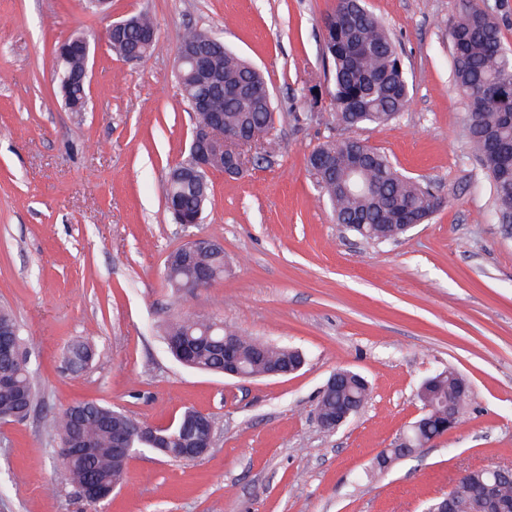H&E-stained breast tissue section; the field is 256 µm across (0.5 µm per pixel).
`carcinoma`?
Returning <instances> with one entry per match:
<instances>
[{"instance_id":"obj_1","label":"carcinoma","mask_w":512,"mask_h":512,"mask_svg":"<svg viewBox=\"0 0 512 512\" xmlns=\"http://www.w3.org/2000/svg\"><path fill=\"white\" fill-rule=\"evenodd\" d=\"M336 18V33L340 37L325 46V55L331 61L335 85L336 119L347 126L362 124L385 125L408 107L410 89L405 71L400 69V54L388 30L381 21L366 9L363 0H345L327 18ZM138 26L131 28L125 40L112 44L120 56L128 47L138 44L140 28H154L145 15L136 16ZM453 56L455 84L466 103L465 122L473 155L489 176L496 201L497 220L504 213L501 201L512 197V50L504 46L499 22L494 11L478 4L466 3L458 16L448 25ZM186 102H191L200 87L196 86L189 70L178 74ZM214 81L224 87H251L255 98L249 103L238 96L224 93V128L242 135L260 129L268 112L273 110L272 100L263 97L267 83L249 63L226 50L214 59ZM369 154V161L362 171L363 180L376 188V194L367 196L350 194L344 189V174L322 185V190L336 216V223L350 224L361 220L369 225L366 238L388 241L403 234L397 218L400 212H409L425 221L433 213L428 197L430 190L419 182L398 172L389 159L375 148L356 140H330L312 151L317 154L333 151L349 155L353 151ZM166 202H176L180 214L197 217L204 213L208 198L196 192L189 182H167ZM165 276L168 287L176 296L184 295L185 286L203 279L210 283L224 276V252H203L193 260L183 259L180 249L171 251L166 258ZM216 321L192 322L188 317L179 318L165 328V341L170 344L184 338L199 339L210 335L217 340L233 335L240 342L245 369L254 374L264 371L270 361L288 364L293 361L296 349L286 345H273L258 337L244 336L227 326L212 329ZM15 334L17 348H26L12 311L0 307V328ZM66 359L78 371L93 359L89 344L73 343L66 352ZM197 369L217 372L224 365V355L216 348H206L196 357ZM9 371L12 385L0 388V406L10 408L19 399L35 396V372L25 361L5 364L0 358V373ZM464 405L465 395L460 383L450 370L435 375L426 385V394L419 398L429 406L427 422L420 435L428 439L439 433L441 414L448 397ZM369 397V388L356 376L345 378L336 388L325 394L319 402L324 413L353 401L362 403ZM116 409L98 402H83L69 406L53 421V430L63 442L70 438L77 422H82L84 437L90 442L93 453L88 458H75L63 466V474L81 487L92 479L105 482H123L125 465L112 460V430L126 424L122 416L112 417ZM485 484L496 487L503 512H512V481L477 468L463 477L448 494L456 500L461 512H475L476 501L472 489Z\"/></svg>"}]
</instances>
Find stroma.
<instances>
[{"mask_svg":"<svg viewBox=\"0 0 512 512\" xmlns=\"http://www.w3.org/2000/svg\"><path fill=\"white\" fill-rule=\"evenodd\" d=\"M402 51L411 102L384 126L336 120L324 52L335 0H0V305L10 306L36 373L27 419L0 422V512H423L474 467L512 464V234L493 219L491 181L467 145L448 23L461 0H366ZM144 14L156 49L122 59L110 21ZM211 33L264 75L276 124L243 177L214 171L199 224L165 202L189 158L194 115L174 59L191 30ZM89 35L86 111L57 92L55 48ZM358 137L442 206L399 238L337 224L308 155ZM194 235L224 246V277L183 298L167 255ZM217 318L301 351L287 376L229 379L181 365L164 326ZM76 341L95 356L77 372ZM344 368L370 397L333 431L319 394ZM454 370L470 386L459 423L432 447L374 467L422 413L416 393ZM93 400L149 425L192 408L215 442L200 459L137 449L125 482L89 506L56 469L52 420Z\"/></svg>","mask_w":512,"mask_h":512,"instance_id":"35a3bbf8","label":"stroma"}]
</instances>
